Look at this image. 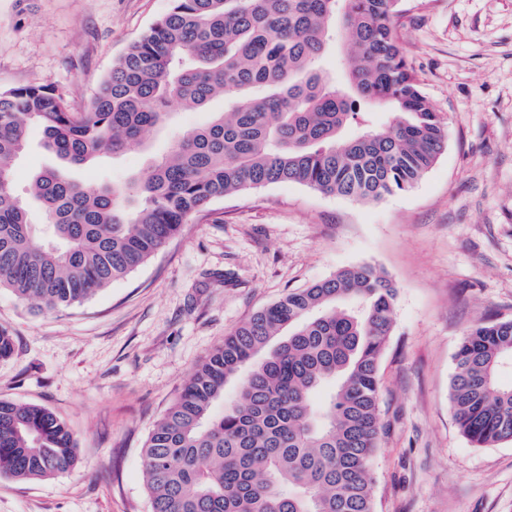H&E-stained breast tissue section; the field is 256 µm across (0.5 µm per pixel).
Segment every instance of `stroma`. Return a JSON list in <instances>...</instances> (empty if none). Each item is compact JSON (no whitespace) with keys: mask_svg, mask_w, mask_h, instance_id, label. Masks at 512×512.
<instances>
[{"mask_svg":"<svg viewBox=\"0 0 512 512\" xmlns=\"http://www.w3.org/2000/svg\"><path fill=\"white\" fill-rule=\"evenodd\" d=\"M171 0H0V91L54 88L83 105ZM397 35L447 146L409 191L378 202L276 183L216 201L147 263L82 304L34 312L0 289V396L47 407L77 467L0 477V512H151L143 446L225 334L293 289L368 262L399 294L379 368L385 425L376 512H512V441L477 448L448 404L457 344L512 320V0H403ZM146 147L104 159L123 182Z\"/></svg>","mask_w":512,"mask_h":512,"instance_id":"obj_1","label":"stroma"}]
</instances>
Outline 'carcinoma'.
<instances>
[{
  "instance_id": "carcinoma-1",
  "label": "carcinoma",
  "mask_w": 512,
  "mask_h": 512,
  "mask_svg": "<svg viewBox=\"0 0 512 512\" xmlns=\"http://www.w3.org/2000/svg\"><path fill=\"white\" fill-rule=\"evenodd\" d=\"M401 0H171L76 108L46 86L0 92V288L66 309L158 253L213 202L274 183L368 202L406 192L444 151L446 123L406 62ZM353 59L339 84L314 64L331 42ZM224 110L182 128L122 183L76 177L170 127L175 109ZM387 109L367 124L356 105ZM38 129L60 165L30 200L14 163ZM46 225L30 221L29 202ZM398 288L370 263L295 289L224 336L150 433L152 512H375L370 464L382 429L379 363ZM458 429L512 441V321L479 322L454 354ZM239 379L236 393L224 387ZM78 463L45 407L0 398V477L38 481Z\"/></svg>"
}]
</instances>
